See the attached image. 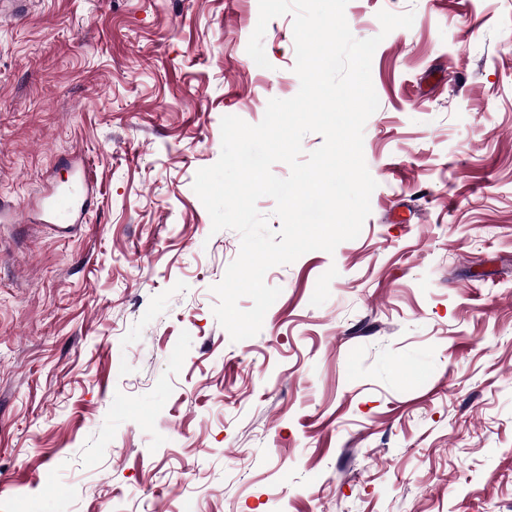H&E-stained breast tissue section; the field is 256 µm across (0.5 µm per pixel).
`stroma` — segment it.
<instances>
[{"label": "stroma", "mask_w": 512, "mask_h": 512, "mask_svg": "<svg viewBox=\"0 0 512 512\" xmlns=\"http://www.w3.org/2000/svg\"><path fill=\"white\" fill-rule=\"evenodd\" d=\"M382 10L371 214L234 342L193 181L297 94L292 15L257 70L258 0H0V512H512V0ZM78 206V192L68 189L54 197L51 202V210L58 218H67L71 223H78L80 213Z\"/></svg>", "instance_id": "1"}]
</instances>
